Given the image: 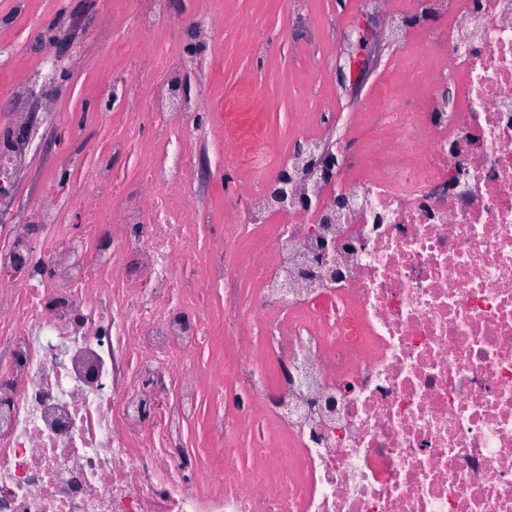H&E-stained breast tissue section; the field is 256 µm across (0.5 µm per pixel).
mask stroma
I'll return each instance as SVG.
<instances>
[{
    "label": "stroma",
    "instance_id": "stroma-1",
    "mask_svg": "<svg viewBox=\"0 0 512 512\" xmlns=\"http://www.w3.org/2000/svg\"><path fill=\"white\" fill-rule=\"evenodd\" d=\"M152 0H0V47L22 50L31 58L61 55L64 74L45 88L52 111L35 109L27 89L43 86L41 68L8 62L0 65V118L31 113L49 139L16 163V188L0 210L12 222L26 219L47 181H66L76 191L92 187L95 158L83 145L127 133L121 108L109 122L95 120L96 103L108 78L157 81L165 74V56L194 54L178 75L198 114L192 147L208 161V176L193 181L188 192L203 223L224 222V207L240 185L252 181L242 167L224 166L225 144L216 134L213 114L233 105L244 127L265 133L276 158L292 151L299 139L296 120L304 112H328L334 127L361 132L369 104L385 71L400 52L388 37L389 10L374 0H164L165 23L143 27L141 15ZM221 20L215 40H200L197 25ZM57 27L61 39L43 49L40 31ZM367 63L353 71L351 60Z\"/></svg>",
    "mask_w": 512,
    "mask_h": 512
}]
</instances>
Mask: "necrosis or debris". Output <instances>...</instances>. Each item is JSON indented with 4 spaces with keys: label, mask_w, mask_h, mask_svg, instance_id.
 Instances as JSON below:
<instances>
[{
    "label": "necrosis or debris",
    "mask_w": 512,
    "mask_h": 512,
    "mask_svg": "<svg viewBox=\"0 0 512 512\" xmlns=\"http://www.w3.org/2000/svg\"><path fill=\"white\" fill-rule=\"evenodd\" d=\"M418 2L448 29L340 142L335 277L303 263L314 214H278L265 178L201 243L189 149L144 165L138 196L107 163L128 140L95 144L80 225L37 204L9 226L0 512H512V0ZM111 84L130 130L194 135L167 83ZM26 127L0 122L1 185ZM214 127L261 174L264 135ZM221 334L235 355L205 357Z\"/></svg>",
    "instance_id": "4bbe7bcc"
}]
</instances>
